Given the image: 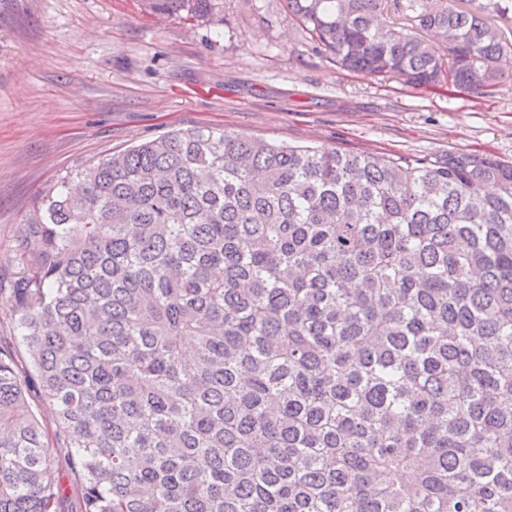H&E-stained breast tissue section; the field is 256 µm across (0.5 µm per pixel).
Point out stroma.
I'll list each match as a JSON object with an SVG mask.
<instances>
[{
	"label": "stroma",
	"instance_id": "1",
	"mask_svg": "<svg viewBox=\"0 0 512 512\" xmlns=\"http://www.w3.org/2000/svg\"><path fill=\"white\" fill-rule=\"evenodd\" d=\"M223 6L216 27L156 16L153 0H0V326L40 193L172 130L512 165V55L493 94L417 90L340 69L284 0Z\"/></svg>",
	"mask_w": 512,
	"mask_h": 512
}]
</instances>
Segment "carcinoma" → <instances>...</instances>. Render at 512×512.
Wrapping results in <instances>:
<instances>
[{"label":"carcinoma","mask_w":512,"mask_h":512,"mask_svg":"<svg viewBox=\"0 0 512 512\" xmlns=\"http://www.w3.org/2000/svg\"><path fill=\"white\" fill-rule=\"evenodd\" d=\"M465 2L287 0L347 71L487 95L512 0ZM20 256L0 512H512L511 165L177 130L63 177Z\"/></svg>","instance_id":"1"}]
</instances>
